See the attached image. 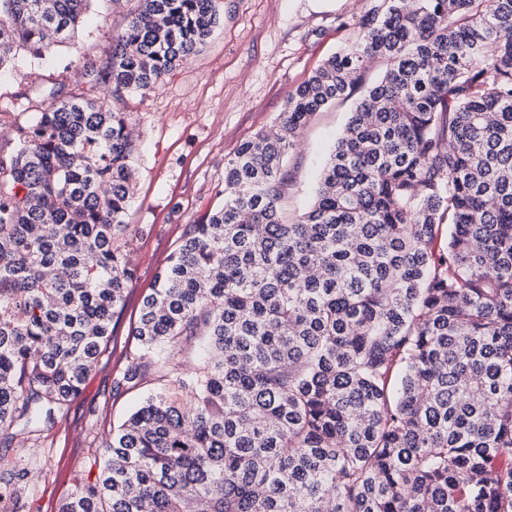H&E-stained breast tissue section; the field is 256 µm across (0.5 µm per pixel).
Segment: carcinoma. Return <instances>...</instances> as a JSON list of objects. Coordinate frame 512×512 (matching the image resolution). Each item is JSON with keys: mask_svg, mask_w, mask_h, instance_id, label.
Listing matches in <instances>:
<instances>
[{"mask_svg": "<svg viewBox=\"0 0 512 512\" xmlns=\"http://www.w3.org/2000/svg\"><path fill=\"white\" fill-rule=\"evenodd\" d=\"M90 0H0V73ZM381 0L356 44L224 163L113 381L157 387L59 512H512V0ZM217 0H140L104 63L118 99L211 35ZM381 80L363 88L369 61ZM359 95L295 222L288 154ZM134 139L101 97L48 104L0 159V447L53 427L133 280ZM0 512H31L0 454Z\"/></svg>", "mask_w": 512, "mask_h": 512, "instance_id": "1", "label": "carcinoma"}]
</instances>
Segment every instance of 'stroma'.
Here are the masks:
<instances>
[{
  "label": "stroma",
  "instance_id": "stroma-1",
  "mask_svg": "<svg viewBox=\"0 0 512 512\" xmlns=\"http://www.w3.org/2000/svg\"><path fill=\"white\" fill-rule=\"evenodd\" d=\"M379 0H219L212 35L186 63L153 89L118 103L135 129L134 197L130 226L135 274L114 318L110 346L89 372L65 416L37 441L15 439L10 452L31 472L24 496L39 512H58L78 489L79 476L98 471L92 450L148 394V386L115 393L112 382L135 342L131 328L189 225L224 199V162L239 144L271 126L301 83L332 54L351 47L356 23ZM138 0H92L86 25L54 46V64L17 67L0 76V157L14 148L8 128L26 123L56 95H107L84 73L86 58L104 62L112 36L125 27ZM354 102L340 99L311 117L288 157L286 221L307 208L316 177L345 126Z\"/></svg>",
  "mask_w": 512,
  "mask_h": 512
}]
</instances>
